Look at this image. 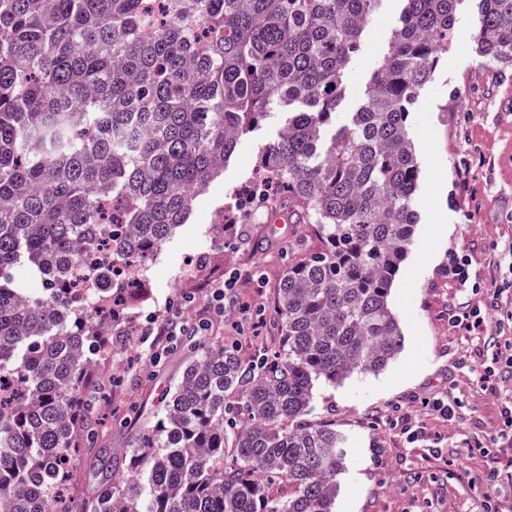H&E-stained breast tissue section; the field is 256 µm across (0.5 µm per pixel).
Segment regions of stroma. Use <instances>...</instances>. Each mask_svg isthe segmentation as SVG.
<instances>
[{
    "instance_id": "obj_1",
    "label": "stroma",
    "mask_w": 512,
    "mask_h": 512,
    "mask_svg": "<svg viewBox=\"0 0 512 512\" xmlns=\"http://www.w3.org/2000/svg\"><path fill=\"white\" fill-rule=\"evenodd\" d=\"M400 8V0H380L347 77L345 111L359 106ZM475 21L473 0H463L453 41L408 116L420 164L418 222L390 295L404 347L379 374L319 386L308 411L309 421L332 425L348 439L335 512H483L487 492L512 503V450L497 437L502 412L512 405V379L494 388L483 380L492 325L453 327L457 290L446 273L457 252L481 292L512 278V81L496 82L475 54ZM283 122L271 118L240 141L186 224L148 259L147 295L110 336V357L87 395L92 436L76 454L72 504L92 500L111 482L103 455L117 464L129 457L202 350L231 344L246 362L258 344L278 350L272 303L281 252L288 244L307 251L313 240L295 220L277 224L259 214L237 225L230 241L213 226ZM229 278L238 301L215 312L213 293ZM173 300L179 310L170 309ZM437 399L461 403L460 419H445L433 406ZM480 443L489 453L469 455Z\"/></svg>"
}]
</instances>
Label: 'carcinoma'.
<instances>
[{"mask_svg": "<svg viewBox=\"0 0 512 512\" xmlns=\"http://www.w3.org/2000/svg\"><path fill=\"white\" fill-rule=\"evenodd\" d=\"M380 0H0V512H333L347 438L305 420L318 385L402 349L389 295L411 242L419 164L409 107L448 49L462 0H401L354 112L349 65ZM476 52L507 77L512 0H476ZM287 117L252 190L308 223L273 297L281 348H210L184 372L128 478L79 510L58 491L83 399L143 283L95 249L145 261L224 173L241 137ZM27 269L40 293L16 284ZM288 484V497L273 488Z\"/></svg>", "mask_w": 512, "mask_h": 512, "instance_id": "carcinoma-1", "label": "carcinoma"}]
</instances>
